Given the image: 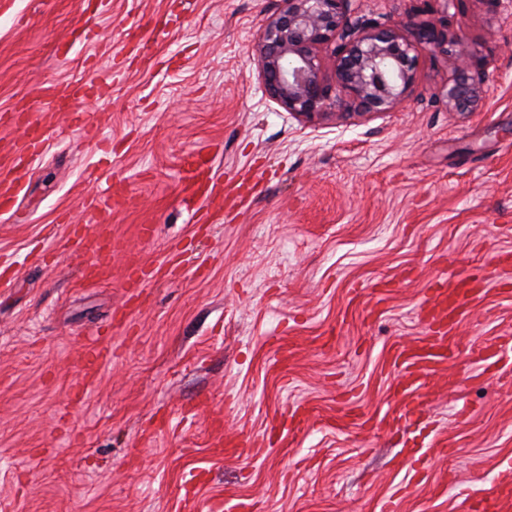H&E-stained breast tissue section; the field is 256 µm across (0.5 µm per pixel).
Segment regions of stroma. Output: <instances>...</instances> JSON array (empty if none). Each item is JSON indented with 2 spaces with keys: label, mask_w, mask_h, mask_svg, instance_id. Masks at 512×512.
<instances>
[{
  "label": "stroma",
  "mask_w": 512,
  "mask_h": 512,
  "mask_svg": "<svg viewBox=\"0 0 512 512\" xmlns=\"http://www.w3.org/2000/svg\"><path fill=\"white\" fill-rule=\"evenodd\" d=\"M360 16L446 19L443 0H358ZM278 0H10L0 9V113L50 132L0 214V512H453L512 464V382L474 339L512 337V0H461L487 59L480 111L414 94L361 123L299 121L265 93L254 45ZM81 81L87 125L45 104ZM208 153L233 192L192 222L180 159ZM123 174L103 282L79 278L66 225L89 220L104 159ZM155 228L140 239L138 225ZM136 255L156 267L124 285ZM483 297L418 419L394 427L398 348L417 342L438 278ZM296 346L281 358L276 341ZM107 353L84 376L88 345ZM307 408L301 433L290 412ZM358 419L347 430L336 416ZM250 443L226 456L222 440Z\"/></svg>",
  "instance_id": "obj_1"
}]
</instances>
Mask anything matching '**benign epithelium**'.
Wrapping results in <instances>:
<instances>
[{
  "mask_svg": "<svg viewBox=\"0 0 512 512\" xmlns=\"http://www.w3.org/2000/svg\"><path fill=\"white\" fill-rule=\"evenodd\" d=\"M356 0H281L263 26L256 57L269 98L298 119L363 122L388 112L413 91L420 51L452 60L440 97L464 115L482 106L483 59L461 29L417 16L394 24L357 16ZM334 58L324 75V51Z\"/></svg>",
  "mask_w": 512,
  "mask_h": 512,
  "instance_id": "7a95c632",
  "label": "benign epithelium"
}]
</instances>
